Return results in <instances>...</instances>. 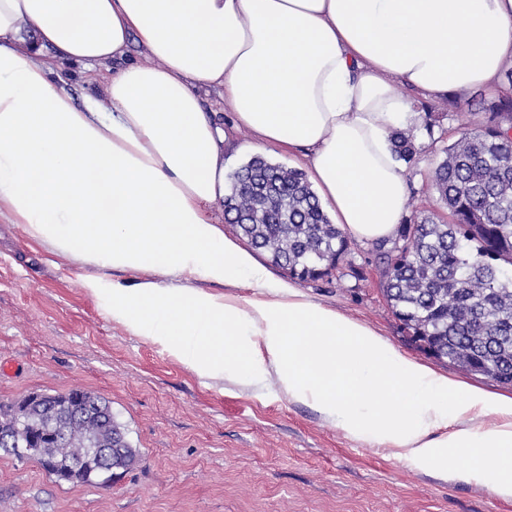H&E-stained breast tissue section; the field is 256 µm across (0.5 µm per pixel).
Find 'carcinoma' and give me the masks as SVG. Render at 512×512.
Wrapping results in <instances>:
<instances>
[{"mask_svg":"<svg viewBox=\"0 0 512 512\" xmlns=\"http://www.w3.org/2000/svg\"><path fill=\"white\" fill-rule=\"evenodd\" d=\"M398 157L416 153L414 134L397 131ZM432 182L448 221L423 214L405 220L399 244L376 243L383 295L406 340L433 358L476 374L495 369L512 385V98L480 112L474 129L442 149ZM226 214L250 245L302 281L329 278L349 253L346 233L333 224L305 174L254 156L231 175ZM58 393H37L0 403V433L15 437L6 451L36 461L54 481L98 487L88 459L67 473L70 461L112 443V465L135 469L140 449L127 438L108 401L73 391L65 409Z\"/></svg>","mask_w":512,"mask_h":512,"instance_id":"1","label":"carcinoma"}]
</instances>
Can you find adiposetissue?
Listing matches in <instances>:
<instances>
[{
  "mask_svg": "<svg viewBox=\"0 0 512 512\" xmlns=\"http://www.w3.org/2000/svg\"><path fill=\"white\" fill-rule=\"evenodd\" d=\"M134 44L147 63L128 60ZM43 52L112 65L105 98L76 104ZM509 60L512 0H0V221L86 265L174 279L84 284L198 372L276 375L290 399L419 466L463 448L464 477H479L493 453L491 487L512 497V397L436 374L295 285L241 304L182 284L199 269L270 286L207 217L224 205L226 133L202 90L222 89L258 147L301 152L335 224L376 242L409 202L392 135L423 121L392 79L439 100L495 84ZM489 413L501 424L482 427Z\"/></svg>",
  "mask_w": 512,
  "mask_h": 512,
  "instance_id": "adipose-tissue-1",
  "label": "adipose tissue"
}]
</instances>
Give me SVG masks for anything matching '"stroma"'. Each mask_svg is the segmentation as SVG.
<instances>
[{"label": "stroma", "mask_w": 512, "mask_h": 512, "mask_svg": "<svg viewBox=\"0 0 512 512\" xmlns=\"http://www.w3.org/2000/svg\"><path fill=\"white\" fill-rule=\"evenodd\" d=\"M53 78L76 102L104 99L106 72L60 61ZM512 93L504 82L457 95L456 105L420 99L433 132L416 127L408 164L407 215L445 216L432 172L458 136L470 100ZM205 106L229 127L226 171L258 154L253 135L232 129L219 91ZM302 169L300 153L260 152ZM331 279L301 281L312 302L363 321L403 355L434 371L512 397L484 376L441 363L409 345L388 308L372 244L351 241ZM363 270L356 278L352 267ZM89 267L57 254L21 224L0 222V402L32 393L90 390L109 401L143 458L107 491L58 484L35 461L0 453V512H512V498L489 482L461 477L463 450L424 468L398 459L391 446L349 436L336 419L288 399L276 377L253 382L203 376L160 344L113 317L105 299L84 286Z\"/></svg>", "instance_id": "35a3bbf8"}]
</instances>
